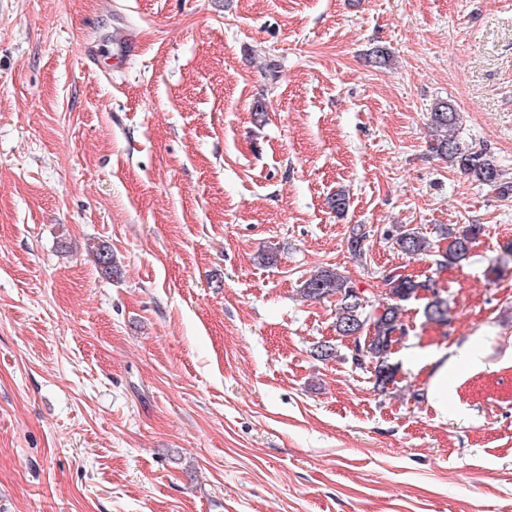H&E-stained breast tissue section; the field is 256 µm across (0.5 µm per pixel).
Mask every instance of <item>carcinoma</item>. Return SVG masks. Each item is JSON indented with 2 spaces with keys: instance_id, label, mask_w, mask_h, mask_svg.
Listing matches in <instances>:
<instances>
[{
  "instance_id": "carcinoma-1",
  "label": "carcinoma",
  "mask_w": 512,
  "mask_h": 512,
  "mask_svg": "<svg viewBox=\"0 0 512 512\" xmlns=\"http://www.w3.org/2000/svg\"><path fill=\"white\" fill-rule=\"evenodd\" d=\"M460 113L449 102L436 103L430 112V126L435 132L433 150L438 156L447 160L470 175L478 183L491 188L502 197L512 194V183L502 180V173L490 152L485 148L475 149L460 142L458 128ZM331 210L342 216L349 208V197L339 189L328 198ZM483 231L480 224L444 227L440 230V239L447 241L446 246L437 248L432 254L434 262L440 267L457 264L466 259L473 244ZM369 232L361 224L352 227L348 238V249L360 256L364 252V242ZM398 250L407 256L421 255L431 246L423 233L414 228L397 229L392 235ZM93 258L99 269L106 275L119 272L111 251L104 245L90 246ZM384 283L389 287V299L382 308L374 313L361 304L358 289L344 275L331 269L319 270L311 275L301 286V294L306 299L321 300L336 296V334L339 340L347 339L350 346L347 353H338V346L329 342L316 347L317 357L322 361L344 359L352 361L353 351L362 350L366 362L374 363L375 387H385L393 381L397 366L389 363L392 336L402 327V303L422 297L426 299L423 314L426 320L436 323H448V300L438 294L434 282L429 279L402 275L393 269L384 276Z\"/></svg>"
}]
</instances>
